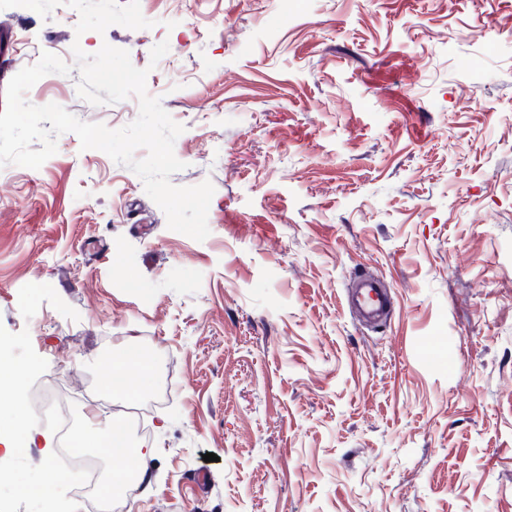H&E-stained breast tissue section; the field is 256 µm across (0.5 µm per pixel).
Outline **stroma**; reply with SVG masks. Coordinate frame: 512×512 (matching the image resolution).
<instances>
[{
	"label": "stroma",
	"instance_id": "obj_1",
	"mask_svg": "<svg viewBox=\"0 0 512 512\" xmlns=\"http://www.w3.org/2000/svg\"><path fill=\"white\" fill-rule=\"evenodd\" d=\"M146 29L0 10V108L42 52L72 70L27 100L119 129L130 97L77 92L73 45L128 51L183 125L176 186L211 182L209 236L173 231L142 180L57 138L0 167V359L69 384L145 449L122 512H512V0H140ZM168 53L151 64L152 48ZM390 288L375 328L354 273ZM149 346L148 434L105 390ZM0 451V512H90L50 410ZM216 454L213 462L205 454Z\"/></svg>",
	"mask_w": 512,
	"mask_h": 512
}]
</instances>
